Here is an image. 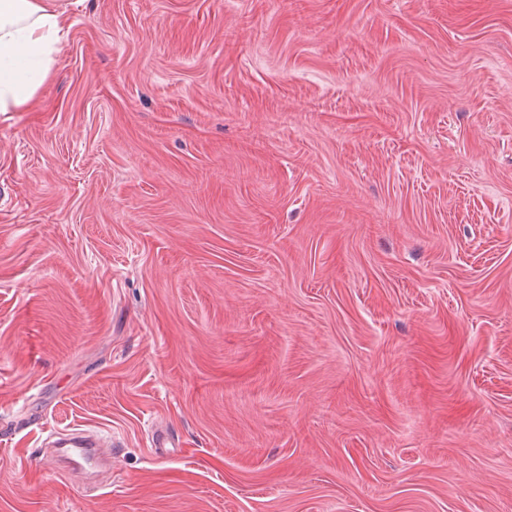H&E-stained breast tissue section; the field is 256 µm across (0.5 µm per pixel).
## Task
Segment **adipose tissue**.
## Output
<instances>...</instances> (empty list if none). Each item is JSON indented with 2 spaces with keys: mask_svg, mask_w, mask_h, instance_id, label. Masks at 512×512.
<instances>
[{
  "mask_svg": "<svg viewBox=\"0 0 512 512\" xmlns=\"http://www.w3.org/2000/svg\"><path fill=\"white\" fill-rule=\"evenodd\" d=\"M70 24L50 0H0V112L34 97Z\"/></svg>",
  "mask_w": 512,
  "mask_h": 512,
  "instance_id": "obj_1",
  "label": "adipose tissue"
}]
</instances>
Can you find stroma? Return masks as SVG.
<instances>
[{
    "label": "stroma",
    "mask_w": 512,
    "mask_h": 512,
    "mask_svg": "<svg viewBox=\"0 0 512 512\" xmlns=\"http://www.w3.org/2000/svg\"><path fill=\"white\" fill-rule=\"evenodd\" d=\"M61 3L0 113V512H512V0ZM75 427L105 495L35 458Z\"/></svg>",
    "instance_id": "35a3bbf8"
}]
</instances>
